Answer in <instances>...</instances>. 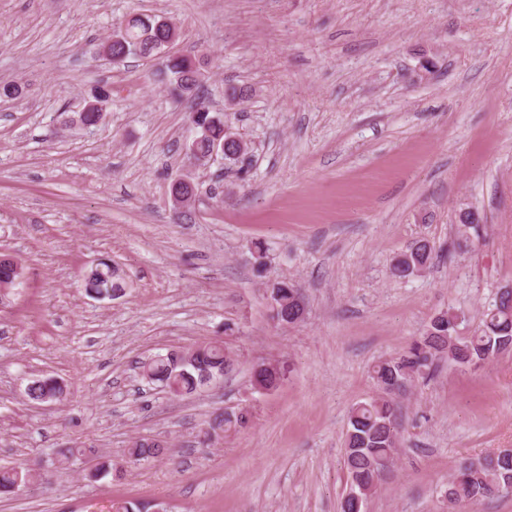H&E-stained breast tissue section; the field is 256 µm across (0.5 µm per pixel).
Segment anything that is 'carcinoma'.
Listing matches in <instances>:
<instances>
[{"label": "carcinoma", "instance_id": "1", "mask_svg": "<svg viewBox=\"0 0 512 512\" xmlns=\"http://www.w3.org/2000/svg\"><path fill=\"white\" fill-rule=\"evenodd\" d=\"M179 38L178 29L170 22L134 13L121 23L115 39L103 45L104 54L118 63L136 53L142 56L163 55V68L157 76L166 82L172 94L192 104L189 120L196 136L186 146L188 157L201 165L209 163L213 151L224 145V114L212 111L200 90L201 72L189 56L166 52V43ZM110 94L101 90L80 122L91 127L99 123L100 113ZM12 256L0 253V284L12 289L21 283V276L12 274ZM433 263V251L426 242H419L404 253L393 265V274L406 278ZM87 294L97 297H118L128 283L126 274L112 260L101 259L82 275ZM271 297L275 318L288 324L303 320L305 306L294 285L285 281L274 284ZM451 350L452 362L460 367H474L512 351V290L500 292L491 308L482 313L480 326L470 336H458L448 345V321L434 316L412 345L398 356L377 362L372 378L381 395L355 404L349 414L345 436L343 466L350 482L342 512H363L366 499L375 493L384 475L387 462L400 442L397 404L391 398L396 391L430 376L437 368L436 360L445 350ZM233 360L224 352V343L207 341L188 351H171L142 362V374L172 395H200L209 389L206 376L221 378L232 370ZM256 385L267 390L279 386L282 371L274 363L259 364L255 370ZM27 395L35 401H57L63 387L54 379L40 378L27 387ZM251 412L247 409L216 415L207 422L206 435L218 436L238 432L248 426ZM164 443L153 437H137L130 441L128 456L135 462L148 460L163 453ZM61 462L72 459H94L91 477L101 479L112 474V463L96 448H63ZM29 481V474L17 468H0V494L10 495ZM512 484V455L499 451L476 461H460L448 478L446 495L456 512H473L474 506L485 499L501 497L502 489Z\"/></svg>", "mask_w": 512, "mask_h": 512}]
</instances>
